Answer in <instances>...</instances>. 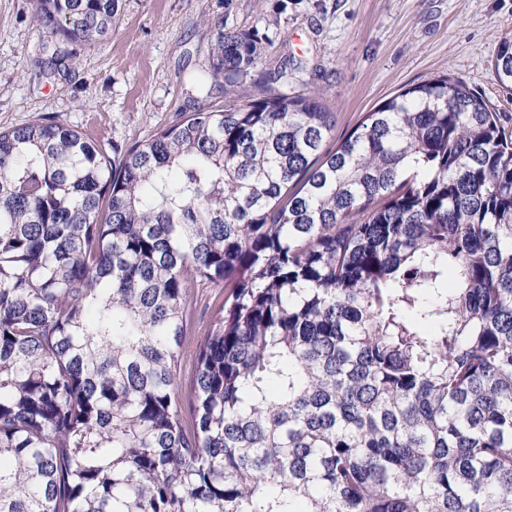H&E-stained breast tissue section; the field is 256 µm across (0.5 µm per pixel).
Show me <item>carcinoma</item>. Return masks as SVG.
I'll use <instances>...</instances> for the list:
<instances>
[{"label":"carcinoma","mask_w":512,"mask_h":512,"mask_svg":"<svg viewBox=\"0 0 512 512\" xmlns=\"http://www.w3.org/2000/svg\"><path fill=\"white\" fill-rule=\"evenodd\" d=\"M119 0H39L78 48ZM112 158L0 128V512H512V130L453 75L330 145L302 65ZM512 89V27L492 60ZM224 284L177 377L188 301Z\"/></svg>","instance_id":"carcinoma-1"}]
</instances>
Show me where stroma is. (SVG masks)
Here are the masks:
<instances>
[{
	"label": "stroma",
	"mask_w": 512,
	"mask_h": 512,
	"mask_svg": "<svg viewBox=\"0 0 512 512\" xmlns=\"http://www.w3.org/2000/svg\"><path fill=\"white\" fill-rule=\"evenodd\" d=\"M37 7L0 0V128L57 118L103 148L127 149L189 109V79L220 30L267 35L258 73L301 61L303 89L333 112L335 138L406 86L448 73L512 128V91L492 71L512 0H121L110 37L79 51L37 26ZM223 302V288L195 289L182 384L195 372L196 337Z\"/></svg>",
	"instance_id": "stroma-1"
}]
</instances>
